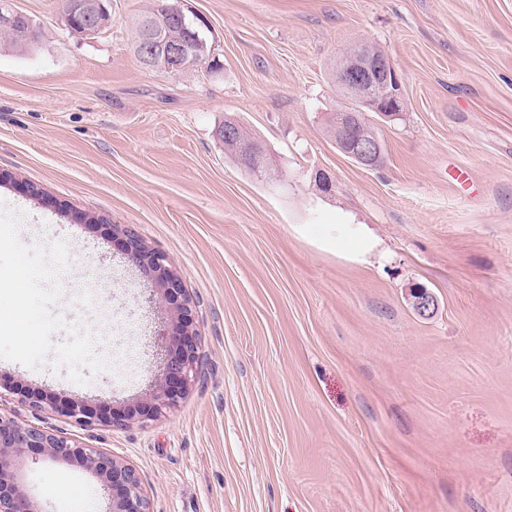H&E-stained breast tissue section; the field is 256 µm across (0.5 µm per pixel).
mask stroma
Instances as JSON below:
<instances>
[{
	"label": "stroma",
	"mask_w": 512,
	"mask_h": 512,
	"mask_svg": "<svg viewBox=\"0 0 512 512\" xmlns=\"http://www.w3.org/2000/svg\"><path fill=\"white\" fill-rule=\"evenodd\" d=\"M13 2L44 40L0 49V202L24 243L67 244L54 310L113 364L77 384L0 360V416L131 464L150 512H512V0H181L219 66L179 74L134 53L154 0H107L92 35L62 0ZM364 42L404 96L370 117L375 169L329 127L350 105L336 61ZM228 118L274 179L225 156ZM126 227L182 276L200 359L174 408L86 428L37 397L144 402L176 319L148 303ZM25 471L46 512L108 508L78 464L32 455Z\"/></svg>",
	"instance_id": "stroma-1"
}]
</instances>
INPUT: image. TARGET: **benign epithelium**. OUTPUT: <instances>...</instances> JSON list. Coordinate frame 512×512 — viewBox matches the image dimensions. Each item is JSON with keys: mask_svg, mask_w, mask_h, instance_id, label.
<instances>
[{"mask_svg": "<svg viewBox=\"0 0 512 512\" xmlns=\"http://www.w3.org/2000/svg\"><path fill=\"white\" fill-rule=\"evenodd\" d=\"M65 16L85 15L81 34L98 33L109 24L102 0H65ZM186 22L188 14L177 0H166L160 5V14L152 27L151 48L142 52V61L150 67L167 72H178L190 61L182 43L163 36L174 20ZM340 87L358 94V106L339 114L336 131L337 146L356 163L373 168L384 155L382 139L375 135L359 138L354 132L367 123V113L375 112L389 118L400 111L404 101L399 75L388 56L375 57L363 45H358L346 67L338 71ZM239 126L232 120L224 121V139L231 145L238 163L246 170L258 171V161L266 149L254 141L237 137ZM128 257L149 269L152 284L158 287L160 308L177 314V323L164 335L162 349L163 371L159 383L152 389L146 402L123 413L91 415L76 402L52 407L80 426L98 422L119 424L133 420H149L162 410L175 405L196 375L199 361V341L192 329V300L184 280L173 268L168 257L146 249L130 229L120 230ZM36 454L52 462H76L96 476L109 496L108 512H149L142 480L137 470L97 448L84 446L71 437L44 427L20 424L0 416V512H44L26 491L25 474L21 461Z\"/></svg>", "mask_w": 512, "mask_h": 512, "instance_id": "1", "label": "benign epithelium"}]
</instances>
